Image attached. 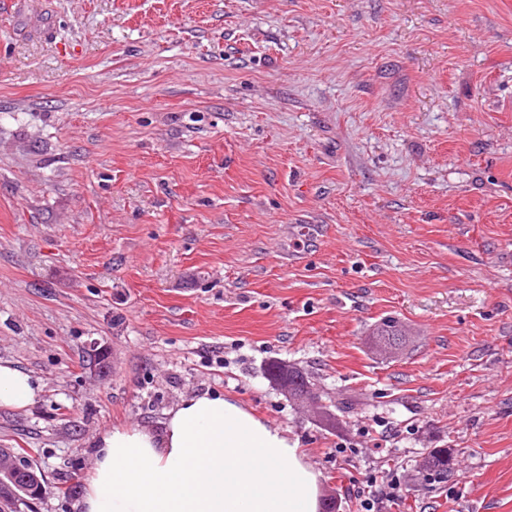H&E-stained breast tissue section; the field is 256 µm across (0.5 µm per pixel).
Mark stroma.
<instances>
[{"label":"stroma","instance_id":"stroma-1","mask_svg":"<svg viewBox=\"0 0 512 512\" xmlns=\"http://www.w3.org/2000/svg\"><path fill=\"white\" fill-rule=\"evenodd\" d=\"M0 363L40 388L0 407L21 512H77L102 432L204 392L335 512H512V0H0ZM39 473V475H38ZM6 476L12 480L10 482L0 479V505L1 503H10L16 498L18 485L22 486L24 494L28 500H36L45 492V487L42 482L41 473L38 472L33 466L22 467L16 461L14 453L11 448H0V477ZM451 461L448 449L439 448L428 452L418 466L417 479L429 484L445 482L444 479H447L451 471Z\"/></svg>","mask_w":512,"mask_h":512}]
</instances>
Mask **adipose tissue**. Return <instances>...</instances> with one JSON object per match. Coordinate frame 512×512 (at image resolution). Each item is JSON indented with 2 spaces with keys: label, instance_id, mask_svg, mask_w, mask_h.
Returning a JSON list of instances; mask_svg holds the SVG:
<instances>
[{
  "label": "adipose tissue",
  "instance_id": "adipose-tissue-1",
  "mask_svg": "<svg viewBox=\"0 0 512 512\" xmlns=\"http://www.w3.org/2000/svg\"><path fill=\"white\" fill-rule=\"evenodd\" d=\"M28 374L0 363V407L37 397ZM80 512H320L322 475L297 441L240 404L184 398L160 430L116 427L96 443Z\"/></svg>",
  "mask_w": 512,
  "mask_h": 512
}]
</instances>
